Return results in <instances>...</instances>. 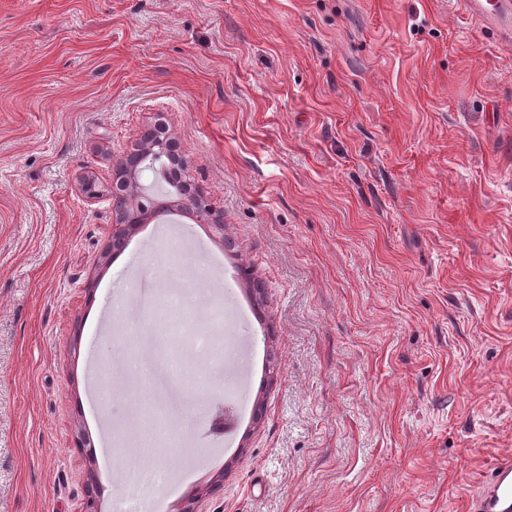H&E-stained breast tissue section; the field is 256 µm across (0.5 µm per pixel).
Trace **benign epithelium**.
<instances>
[{
	"label": "benign epithelium",
	"mask_w": 512,
	"mask_h": 512,
	"mask_svg": "<svg viewBox=\"0 0 512 512\" xmlns=\"http://www.w3.org/2000/svg\"><path fill=\"white\" fill-rule=\"evenodd\" d=\"M165 157L186 169L183 160L171 153L169 134H161L154 126L142 137L134 150L118 161L112 169V202L115 231L112 232V247L124 245L143 223L152 207V201L144 196L139 186V165L146 157ZM181 191L169 205L184 208L206 223H219L202 190L189 176L180 181Z\"/></svg>",
	"instance_id": "benign-epithelium-1"
}]
</instances>
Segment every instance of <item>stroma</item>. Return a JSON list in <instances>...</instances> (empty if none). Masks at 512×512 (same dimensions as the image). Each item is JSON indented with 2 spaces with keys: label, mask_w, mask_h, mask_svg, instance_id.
I'll list each match as a JSON object with an SVG mask.
<instances>
[{
  "label": "stroma",
  "mask_w": 512,
  "mask_h": 512,
  "mask_svg": "<svg viewBox=\"0 0 512 512\" xmlns=\"http://www.w3.org/2000/svg\"><path fill=\"white\" fill-rule=\"evenodd\" d=\"M159 120L222 223L106 254ZM506 455L511 45L456 0H0V512H469Z\"/></svg>",
  "instance_id": "1"
}]
</instances>
